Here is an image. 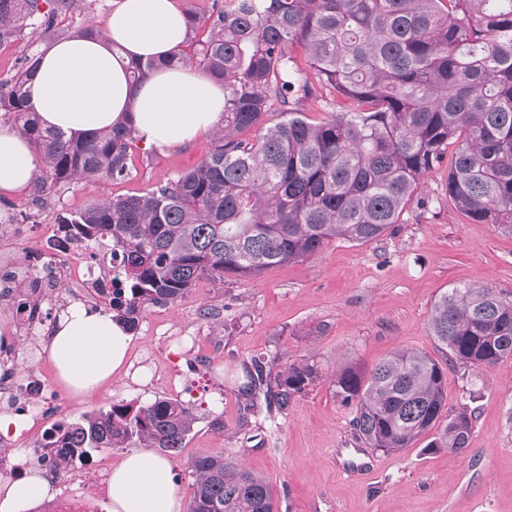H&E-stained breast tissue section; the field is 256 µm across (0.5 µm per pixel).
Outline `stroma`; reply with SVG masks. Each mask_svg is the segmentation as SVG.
Wrapping results in <instances>:
<instances>
[{
  "label": "stroma",
  "mask_w": 512,
  "mask_h": 512,
  "mask_svg": "<svg viewBox=\"0 0 512 512\" xmlns=\"http://www.w3.org/2000/svg\"><path fill=\"white\" fill-rule=\"evenodd\" d=\"M111 9L112 0H76L58 26L71 36L89 22L104 24ZM209 144L204 135L155 151L124 181L72 182L37 221L51 224L59 211L173 178ZM447 172L443 163L430 173L418 201L379 240L336 238L259 278H204L173 303L145 306L128 355L133 375L119 373L73 403V417L165 398L150 370H177L180 398L197 416L192 437L170 459L183 501L194 491L188 460L221 450L275 487L278 512H512V357L487 369L448 367V411L473 414L461 454L422 441L395 454L360 448L354 413L334 392L336 370L350 362L369 367L401 348L442 358L428 318L444 290L475 285L512 299V229L465 219L445 194ZM257 356L277 371L308 362L320 376L285 413L261 412L244 426L242 367ZM216 418L223 430L213 427Z\"/></svg>",
  "instance_id": "1"
}]
</instances>
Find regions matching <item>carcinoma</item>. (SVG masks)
Here are the masks:
<instances>
[{
    "label": "carcinoma",
    "instance_id": "obj_1",
    "mask_svg": "<svg viewBox=\"0 0 512 512\" xmlns=\"http://www.w3.org/2000/svg\"><path fill=\"white\" fill-rule=\"evenodd\" d=\"M73 2L0 0V46L24 51L37 34L61 35L56 20ZM187 15L184 49L165 64L194 62L224 89V120L204 157L165 183L56 216L121 252L127 287L109 309L129 330L144 305L173 303L203 277L252 279L332 239H380L450 145L448 200L474 222L512 224V0H224L206 18ZM154 66L132 61L127 71L136 84ZM34 69L25 54L0 80V119L43 162L29 205L46 207L73 180L129 177L139 149L132 126L86 137L41 128L25 90ZM314 94L347 108L312 123L302 103ZM276 103L283 119L270 125ZM429 330L448 362L490 368L512 357V301L488 288L452 287L434 300ZM243 374L248 413H283L319 378L313 364L275 373L262 357ZM333 385L368 448L399 453L433 431L432 448L469 447L472 415L447 416L446 370L427 353L398 349L369 370L346 365ZM195 422L178 398L93 410L59 433L70 456L53 466L132 445L176 455ZM188 468L189 512H275L273 485L224 452L196 455Z\"/></svg>",
    "mask_w": 512,
    "mask_h": 512
}]
</instances>
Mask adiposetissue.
<instances>
[{
  "mask_svg": "<svg viewBox=\"0 0 512 512\" xmlns=\"http://www.w3.org/2000/svg\"><path fill=\"white\" fill-rule=\"evenodd\" d=\"M187 18L174 0H113L102 37H73L52 44L39 58L29 105L41 126L72 136L131 123L143 147L193 142L215 130L224 113V91L191 65L153 71L132 85L112 55L157 59L182 47ZM42 160L28 139L0 122V196L22 192ZM130 338L112 313L80 303L61 312L43 350L58 382L75 397L91 395L123 367ZM54 495L36 468L0 475V512H37ZM107 512H183L172 465L152 449L125 455L106 485Z\"/></svg>",
  "mask_w": 512,
  "mask_h": 512,
  "instance_id": "obj_1",
  "label": "adipose tissue"
}]
</instances>
